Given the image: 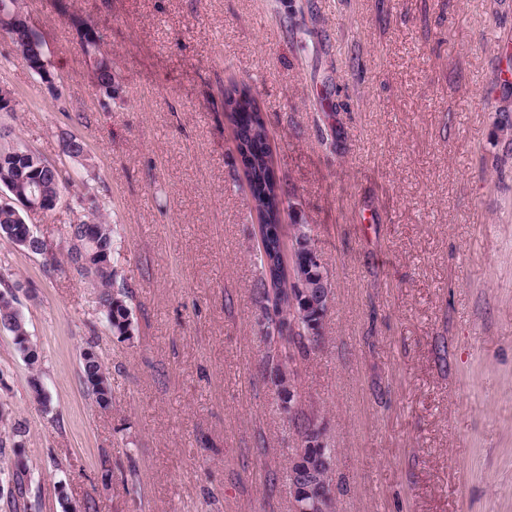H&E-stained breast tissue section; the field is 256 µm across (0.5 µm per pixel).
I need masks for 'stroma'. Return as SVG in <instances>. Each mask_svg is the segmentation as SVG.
Returning a JSON list of instances; mask_svg holds the SVG:
<instances>
[{
	"instance_id": "35a3bbf8",
	"label": "stroma",
	"mask_w": 512,
	"mask_h": 512,
	"mask_svg": "<svg viewBox=\"0 0 512 512\" xmlns=\"http://www.w3.org/2000/svg\"><path fill=\"white\" fill-rule=\"evenodd\" d=\"M57 79L0 35V129L108 205L134 335L112 336L68 260L0 241V275L49 400L0 329V406L26 428L30 512L59 491L92 512H293L299 421L331 448L335 512H512V0H23ZM104 35L111 93L71 28ZM249 83L284 196L332 284L323 341L293 362L284 410L267 370L259 227L224 120ZM88 146L95 177L66 157ZM109 372L100 409L88 344ZM112 482H101L104 470ZM81 358L82 377L88 395L92 397L99 408L108 409L112 404V388L108 372L99 353L94 347H89L83 351ZM104 373L107 376H104ZM95 378L101 379L98 382H94Z\"/></svg>"
}]
</instances>
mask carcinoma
<instances>
[{"label":"carcinoma","instance_id":"1","mask_svg":"<svg viewBox=\"0 0 512 512\" xmlns=\"http://www.w3.org/2000/svg\"><path fill=\"white\" fill-rule=\"evenodd\" d=\"M92 36L81 42L84 54L92 60L96 68L104 63L106 55L101 51L102 37L93 27H88ZM250 94V89L236 85L224 90V118L231 125L236 150L248 157L245 168V179L251 193L253 208L257 214L264 252L260 262L263 274L257 286L259 295L273 301L280 308L284 318L294 323L292 333L285 337L286 344L279 353V364L272 371V381L276 387L278 398L284 409H292L294 394L289 382L280 374V364L296 360V356L307 355L308 346L319 341L317 330L321 328L331 304V284L327 273L322 267L314 265L308 258L304 244L310 238L303 224H291L290 238L292 241L291 261L284 259V227L281 208L283 195L279 183L273 181L270 173L274 170L275 157L270 148L269 132L265 114L259 109L246 110L240 104V98ZM23 148L20 144L9 142L0 145V189H5L3 182L10 183V189L18 196H28L32 190L39 188L47 196H58L62 189L72 182L71 175L60 167H36L31 157L20 155ZM88 202L87 211L91 218L85 223L94 227V238L91 251L95 253V265L91 284L97 290L95 304L108 331L113 336L129 338L134 330L132 310L128 305V291L125 287H115L116 271L112 266V250L114 227L106 216L101 213L100 201L94 195L85 196ZM21 210L0 208V239L16 244V240L25 232L20 217ZM305 279L310 284L318 285L321 296L318 307L299 305L295 312H290L291 296L288 292V280L291 274ZM0 324L14 336L16 349L28 361L33 375L30 380L31 390L36 397L42 396L38 366L40 358L37 348L29 339V331L24 316L15 304L0 303ZM295 352H290L289 347ZM82 358V377L88 395L101 409L112 404V388L109 377L105 376L106 368L99 353L92 347L85 349ZM302 445L291 461L289 479L294 490V509L302 506L310 507L322 492L333 493L330 479L322 478L317 468V461L327 458L330 448L324 438L322 429L312 420L301 425ZM26 429L16 422L10 426L7 440L15 445L16 460L7 474L9 497L13 507L28 509V493L31 485V474L22 456V437Z\"/></svg>","mask_w":512,"mask_h":512}]
</instances>
